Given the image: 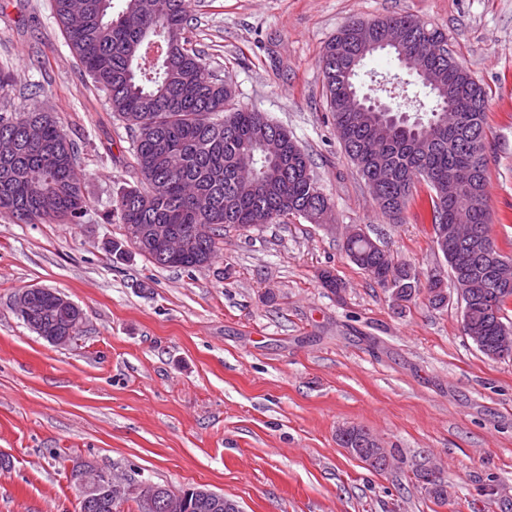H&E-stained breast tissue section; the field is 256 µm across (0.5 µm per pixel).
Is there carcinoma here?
I'll return each instance as SVG.
<instances>
[{"label": "carcinoma", "mask_w": 512, "mask_h": 512, "mask_svg": "<svg viewBox=\"0 0 512 512\" xmlns=\"http://www.w3.org/2000/svg\"><path fill=\"white\" fill-rule=\"evenodd\" d=\"M90 20L82 31L69 29L68 0H54V14L65 32L74 58L108 96L110 109L133 132V156L139 185L122 190L107 221L117 220L133 240L145 224H172L195 245L187 255L156 257L148 242L138 254L160 267L200 268L212 263L218 237L242 224L259 227L300 216L324 224L332 206L315 178L308 155L285 128L264 113L231 105V85L204 81L200 52L185 36L187 0H169V11L157 15L152 0H88ZM367 26L376 39L390 36L412 56L419 41L431 37L448 44L444 32L410 15L370 21H349L326 44L320 60L323 88L336 138L368 186L383 215L397 222L413 198L416 184L431 190L432 223L448 227L442 250L456 288L470 292L463 310V332L477 336L485 357L512 359V345L499 343L501 313H509L497 277L482 263L470 238L460 234L468 225L480 233L504 265L512 252L503 251L491 233L488 205L486 89L449 52L413 72L429 89L431 105L405 95L395 81L383 78L373 92L395 86L402 106L417 118L369 109L354 119L347 101L355 88L352 72L373 52L364 50L358 31ZM19 145L17 157L0 162V211L25 224H79L87 200L77 172L78 149L52 115L0 112V137ZM461 182L448 198V179ZM342 248L374 282L390 292L398 306L425 296L434 308L447 301V286L437 275L421 279L412 266L396 261L382 246L361 233ZM34 332L44 336L78 334L72 318L61 313L42 288H30ZM370 432L344 428L343 448H358L382 471L386 455L367 443ZM433 499L447 500L445 482L431 473L419 475Z\"/></svg>", "instance_id": "cac0c4a2"}]
</instances>
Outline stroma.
<instances>
[{
    "instance_id": "1",
    "label": "stroma",
    "mask_w": 512,
    "mask_h": 512,
    "mask_svg": "<svg viewBox=\"0 0 512 512\" xmlns=\"http://www.w3.org/2000/svg\"><path fill=\"white\" fill-rule=\"evenodd\" d=\"M186 31L234 104L286 127L309 153L333 220L298 216L225 232L212 264L158 267L105 250V214L137 185L132 134L71 55L53 0H0V112L44 109L80 148L78 224L0 212V512H79L77 464L178 490L203 487L242 512H512V360L462 332L456 295L394 306L341 246L365 228L421 275L450 280L433 242L430 190L392 224L331 125L320 57L350 20L410 15L442 30L489 93L491 233L512 247V0H189ZM331 271L341 294L323 288ZM32 287L86 315L57 347L17 316ZM368 429L383 472L346 453ZM435 471L448 500L416 478ZM368 435L372 434L367 429L351 426L344 428L337 437L339 445L345 448L350 455H355L352 448H357L358 450L360 448L361 452L364 453L363 455L367 458L371 457L374 460V464H371L372 469L382 471L386 466V452L378 453L374 450V447H370L366 439Z\"/></svg>"
}]
</instances>
